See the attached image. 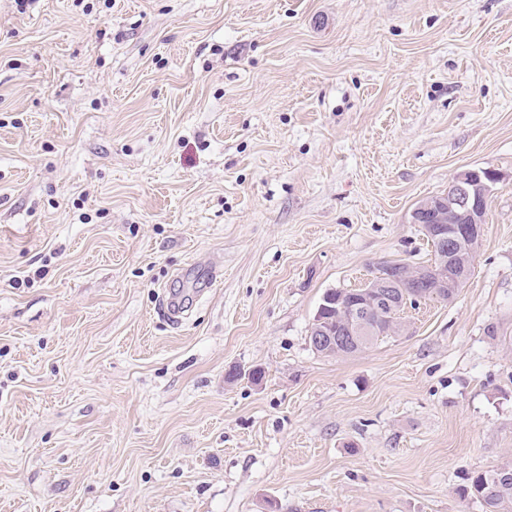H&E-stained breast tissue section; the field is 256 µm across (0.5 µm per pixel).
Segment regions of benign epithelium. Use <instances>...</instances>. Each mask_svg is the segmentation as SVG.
Listing matches in <instances>:
<instances>
[{"label":"benign epithelium","instance_id":"7a95c632","mask_svg":"<svg viewBox=\"0 0 512 512\" xmlns=\"http://www.w3.org/2000/svg\"><path fill=\"white\" fill-rule=\"evenodd\" d=\"M496 175L490 171L481 175L473 169L465 170L455 177L449 197L428 202L412 212V223L421 221L420 213L434 211L439 219H444L442 207H459L462 222L457 224H429L428 231L443 250L453 249L467 239L482 238V215L492 191ZM444 297L448 294V280L443 271L431 267L413 268L407 264L390 265L379 279H371L367 289L359 294V299L349 307L346 331V347L360 348L369 335L388 320V315L397 309L414 304L426 295ZM312 345L333 348L335 344L330 333L322 327V320H313L310 331Z\"/></svg>","mask_w":512,"mask_h":512}]
</instances>
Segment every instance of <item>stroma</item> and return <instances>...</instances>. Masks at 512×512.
Wrapping results in <instances>:
<instances>
[{
    "instance_id": "obj_1",
    "label": "stroma",
    "mask_w": 512,
    "mask_h": 512,
    "mask_svg": "<svg viewBox=\"0 0 512 512\" xmlns=\"http://www.w3.org/2000/svg\"><path fill=\"white\" fill-rule=\"evenodd\" d=\"M477 168L457 296L313 350ZM506 462L512 0H0V512H483Z\"/></svg>"
}]
</instances>
